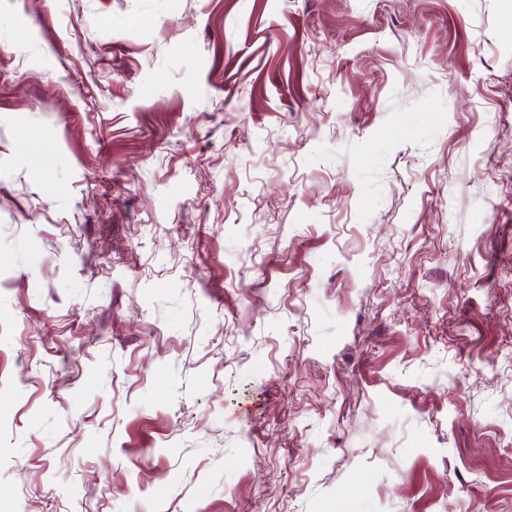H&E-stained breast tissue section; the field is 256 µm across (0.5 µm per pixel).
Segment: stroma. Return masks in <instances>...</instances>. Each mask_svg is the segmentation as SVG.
<instances>
[{"mask_svg": "<svg viewBox=\"0 0 512 512\" xmlns=\"http://www.w3.org/2000/svg\"><path fill=\"white\" fill-rule=\"evenodd\" d=\"M0 512H512L506 0H0Z\"/></svg>", "mask_w": 512, "mask_h": 512, "instance_id": "1", "label": "stroma"}]
</instances>
